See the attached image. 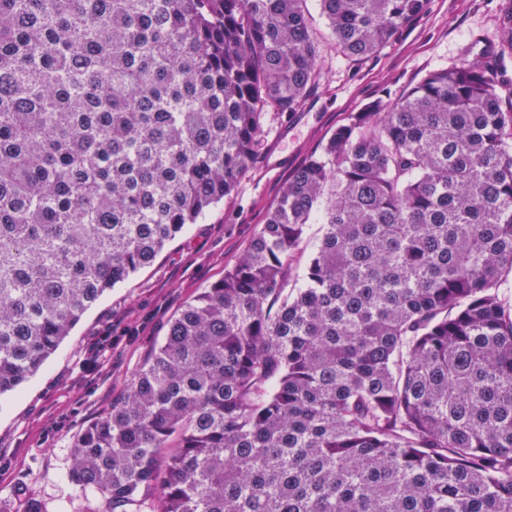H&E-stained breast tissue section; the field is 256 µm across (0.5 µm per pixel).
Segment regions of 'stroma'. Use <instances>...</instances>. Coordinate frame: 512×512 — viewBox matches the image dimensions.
<instances>
[{
  "mask_svg": "<svg viewBox=\"0 0 512 512\" xmlns=\"http://www.w3.org/2000/svg\"><path fill=\"white\" fill-rule=\"evenodd\" d=\"M499 7L500 0H428L424 14L359 64L337 55L325 18L311 7L324 42L319 89L297 112L265 120L258 156L232 196L107 291L38 373L0 398V512H24L32 499L46 512H101L99 494L70 477L72 437L125 391L183 307L223 278L307 157L370 101L397 100L429 72L458 65L467 46L496 42ZM104 336L111 359L82 372L80 362Z\"/></svg>",
  "mask_w": 512,
  "mask_h": 512,
  "instance_id": "stroma-1",
  "label": "stroma"
}]
</instances>
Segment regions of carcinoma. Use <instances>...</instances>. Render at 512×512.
<instances>
[{"label":"carcinoma","mask_w":512,"mask_h":512,"mask_svg":"<svg viewBox=\"0 0 512 512\" xmlns=\"http://www.w3.org/2000/svg\"><path fill=\"white\" fill-rule=\"evenodd\" d=\"M308 0H0V397L319 88ZM362 62L428 0H317ZM289 179L71 441L101 512H512V0ZM323 226L292 269L308 225Z\"/></svg>","instance_id":"carcinoma-1"}]
</instances>
